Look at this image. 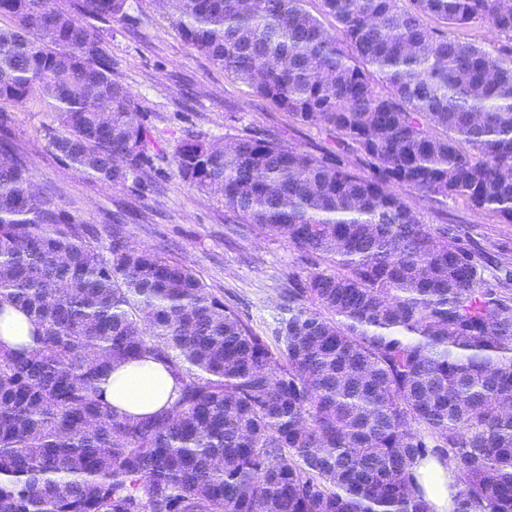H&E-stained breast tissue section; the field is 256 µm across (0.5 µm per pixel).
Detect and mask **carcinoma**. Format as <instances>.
Here are the masks:
<instances>
[{
  "label": "carcinoma",
  "mask_w": 512,
  "mask_h": 512,
  "mask_svg": "<svg viewBox=\"0 0 512 512\" xmlns=\"http://www.w3.org/2000/svg\"><path fill=\"white\" fill-rule=\"evenodd\" d=\"M319 2L336 27L308 0H167L186 44L336 143L246 127L172 154L333 267L288 278L270 341L187 265L118 227L93 242L0 137V306L33 326L0 345V512H430L426 458L453 465V512H512V258L489 266L399 193L512 223V0ZM129 9L0 0V128L39 103L57 158L114 186L141 183L156 142L96 25ZM479 23L493 48L456 35ZM145 358L176 397L120 414L101 381Z\"/></svg>",
  "instance_id": "obj_1"
}]
</instances>
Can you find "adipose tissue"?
<instances>
[{"instance_id":"ef3b65f1","label":"adipose tissue","mask_w":512,"mask_h":512,"mask_svg":"<svg viewBox=\"0 0 512 512\" xmlns=\"http://www.w3.org/2000/svg\"><path fill=\"white\" fill-rule=\"evenodd\" d=\"M103 388L116 409L142 415L156 411L170 400L175 381L162 364L147 360L115 367ZM413 469L432 512H453L448 488L452 473L448 465L426 459L415 463Z\"/></svg>"}]
</instances>
